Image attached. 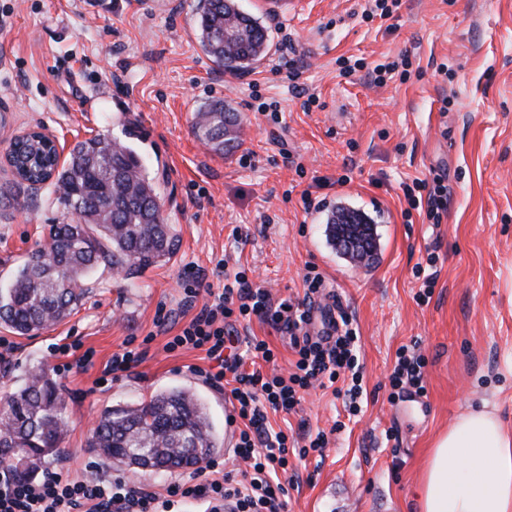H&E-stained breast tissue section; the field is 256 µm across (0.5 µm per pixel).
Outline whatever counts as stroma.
<instances>
[{"label":"stroma","mask_w":512,"mask_h":512,"mask_svg":"<svg viewBox=\"0 0 512 512\" xmlns=\"http://www.w3.org/2000/svg\"><path fill=\"white\" fill-rule=\"evenodd\" d=\"M363 3L299 0L279 14L266 0H237L266 29L268 52L234 76L201 44L199 0H0V155L32 127L69 148L133 129L180 239L168 263L136 276L95 269L90 294L56 327L34 336L0 327L12 347L0 396L36 363L68 395L69 432L48 461L64 478L120 475L89 446L98 416L172 388L205 405L221 443L214 457L230 461L238 429L229 388L197 375L211 365L205 351L166 348L200 309L185 297L187 275L221 292L222 260L282 299L301 295L316 268L359 328L366 393L356 416L318 388L295 411L268 415L275 429L332 433L324 454L290 458L285 512H417L424 461L459 413L486 399L512 424V376L502 370L512 355V0H401L385 22L364 18ZM289 50L295 83L280 66ZM404 53L409 79L374 83L373 68ZM216 100L243 121L228 156L192 130ZM272 101L276 122L263 112ZM438 173L448 207L434 224L410 211L404 188ZM0 194L10 199L0 205L5 289L50 225L72 216L53 186L19 189L3 164ZM341 205L373 220V264L329 244L326 219ZM161 306L171 313L164 326L155 323ZM131 340L146 342L143 360L104 378ZM63 343L70 352L56 353ZM412 345L426 392L390 401L397 353ZM338 419L346 426L336 433Z\"/></svg>","instance_id":"35a3bbf8"}]
</instances>
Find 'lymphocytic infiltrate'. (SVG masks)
<instances>
[{"label": "lymphocytic infiltrate", "mask_w": 512, "mask_h": 512, "mask_svg": "<svg viewBox=\"0 0 512 512\" xmlns=\"http://www.w3.org/2000/svg\"><path fill=\"white\" fill-rule=\"evenodd\" d=\"M304 283L302 299L276 301L267 289L252 286L244 272H236L167 344L171 351L205 349L216 363L215 370L204 373L213 384L232 375L233 411L245 422L234 448L237 467L226 470L219 462H207L189 479L171 483L161 493L129 477L68 481L48 469L39 481L27 482L0 467V512H174L175 506L187 501L205 505V512H284L288 489L278 474L287 470L289 455L304 458L324 452L329 439L321 431L308 437L306 444H289L287 433L267 428L268 411H292L302 392L332 388L344 374L351 380L346 390L350 399L363 394L357 356L360 337L350 317L324 304L321 274L308 271ZM254 317L288 338L295 355L288 376L263 371V364L275 360L263 340L251 339L245 354L225 357L229 326ZM424 381L423 360L400 350L389 377L390 400H399L410 388L424 392Z\"/></svg>", "instance_id": "1"}]
</instances>
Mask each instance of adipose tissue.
Masks as SVG:
<instances>
[{"instance_id":"obj_1","label":"adipose tissue","mask_w":512,"mask_h":512,"mask_svg":"<svg viewBox=\"0 0 512 512\" xmlns=\"http://www.w3.org/2000/svg\"><path fill=\"white\" fill-rule=\"evenodd\" d=\"M419 512H512V427L496 406L459 415L435 440L418 487Z\"/></svg>"}]
</instances>
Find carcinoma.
I'll use <instances>...</instances> for the list:
<instances>
[{
    "mask_svg": "<svg viewBox=\"0 0 512 512\" xmlns=\"http://www.w3.org/2000/svg\"><path fill=\"white\" fill-rule=\"evenodd\" d=\"M200 27L206 51L228 72L244 70L266 52L265 28L233 0H204ZM239 126V115L220 102L193 120L195 136L226 155L238 146ZM40 151L30 140L15 142L16 161L26 167L15 183L35 190L49 174L76 220L50 225L45 244L27 255L7 294H0V324L19 336L69 317L90 293L84 278L94 269L103 265L133 277L170 261L179 247L161 197L129 142H78L61 165L46 164ZM328 234L337 249L351 245L342 255L352 263L373 260L374 225L361 212L336 209ZM67 427L62 390L43 365H33L24 384L0 400V460L15 461L18 476H31L59 454ZM89 447L128 469L165 471L206 463L218 444L205 407L193 393L173 389L136 406L104 410Z\"/></svg>",
    "mask_w": 512,
    "mask_h": 512,
    "instance_id": "1",
    "label": "carcinoma"
}]
</instances>
